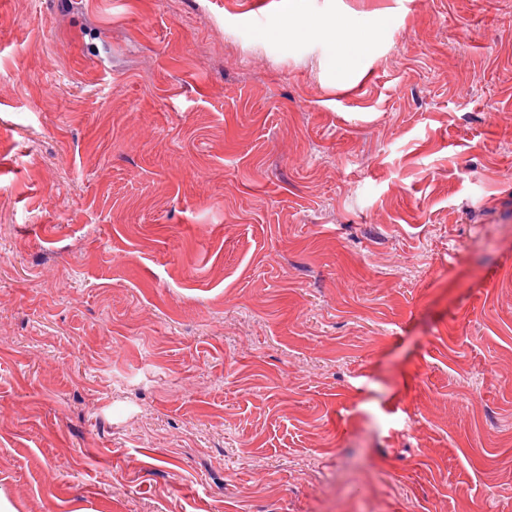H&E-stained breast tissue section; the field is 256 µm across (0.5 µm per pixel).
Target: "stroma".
Instances as JSON below:
<instances>
[{
  "mask_svg": "<svg viewBox=\"0 0 512 512\" xmlns=\"http://www.w3.org/2000/svg\"><path fill=\"white\" fill-rule=\"evenodd\" d=\"M0 494L512 512V0H0ZM312 34L324 40L329 47L336 49V52H343L351 61L356 62V46L354 44L349 46H341L336 42L335 24L329 26L315 27Z\"/></svg>",
  "mask_w": 512,
  "mask_h": 512,
  "instance_id": "1",
  "label": "stroma"
}]
</instances>
